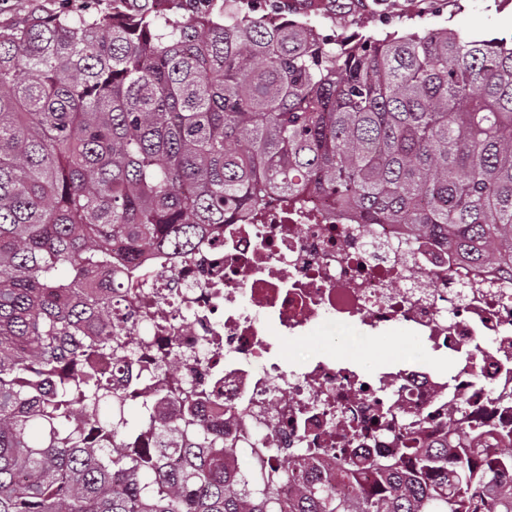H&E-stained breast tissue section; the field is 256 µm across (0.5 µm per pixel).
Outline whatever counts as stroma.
<instances>
[{
  "label": "stroma",
  "instance_id": "obj_1",
  "mask_svg": "<svg viewBox=\"0 0 512 512\" xmlns=\"http://www.w3.org/2000/svg\"><path fill=\"white\" fill-rule=\"evenodd\" d=\"M116 0H0V30L35 14L105 12ZM285 17L331 38L442 27L478 39L512 36V0H288Z\"/></svg>",
  "mask_w": 512,
  "mask_h": 512
}]
</instances>
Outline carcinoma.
I'll return each mask as SVG.
<instances>
[{
	"label": "carcinoma",
	"mask_w": 512,
	"mask_h": 512,
	"mask_svg": "<svg viewBox=\"0 0 512 512\" xmlns=\"http://www.w3.org/2000/svg\"><path fill=\"white\" fill-rule=\"evenodd\" d=\"M230 2L0 31V512H512L510 429L403 434L399 456L340 454L325 476L307 448L231 468L239 448L175 368L150 373L133 423L95 367L132 354L123 270L272 196L405 224L512 280V39L339 41ZM161 394L176 413L152 416Z\"/></svg>",
	"instance_id": "carcinoma-1"
}]
</instances>
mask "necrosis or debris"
I'll return each instance as SVG.
<instances>
[{
	"label": "necrosis or debris",
	"mask_w": 512,
	"mask_h": 512,
	"mask_svg": "<svg viewBox=\"0 0 512 512\" xmlns=\"http://www.w3.org/2000/svg\"><path fill=\"white\" fill-rule=\"evenodd\" d=\"M167 266L162 278L129 277L140 300L127 324L139 346L181 355L183 377L221 403L225 435L246 452L263 436L273 449L312 448L321 474L342 449L392 456L402 443L378 420L392 407L427 444L445 436L459 406L467 429L512 427V411L493 405L512 392V287L494 286L404 225L362 226L315 199H271L261 215L225 225L223 244ZM330 325L364 341L395 334L424 353L365 370L319 347ZM285 340L312 350L290 360ZM99 368L140 402V356L122 367L105 357Z\"/></svg>",
	"instance_id": "necrosis-or-debris-1"
}]
</instances>
